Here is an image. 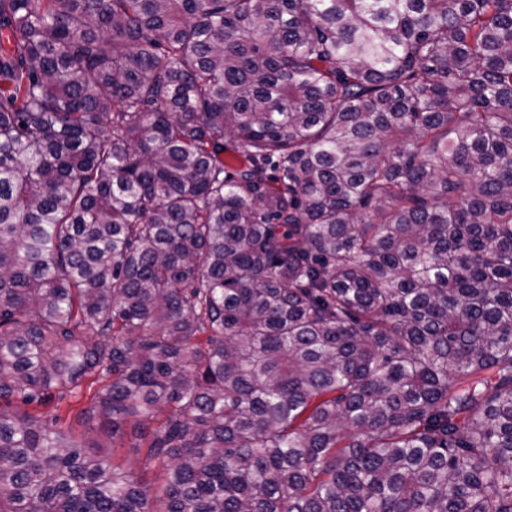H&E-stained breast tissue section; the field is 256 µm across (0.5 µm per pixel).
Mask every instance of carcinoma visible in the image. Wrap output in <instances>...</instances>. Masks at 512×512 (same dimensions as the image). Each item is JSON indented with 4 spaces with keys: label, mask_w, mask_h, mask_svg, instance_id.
Returning a JSON list of instances; mask_svg holds the SVG:
<instances>
[{
    "label": "carcinoma",
    "mask_w": 512,
    "mask_h": 512,
    "mask_svg": "<svg viewBox=\"0 0 512 512\" xmlns=\"http://www.w3.org/2000/svg\"><path fill=\"white\" fill-rule=\"evenodd\" d=\"M12 398L0 512H512V0H0ZM69 401V403H67ZM57 406V399L40 409L51 417V415L59 414V425L64 428H70L80 438L83 439L84 444L91 454H95L100 458L109 459L115 463L124 465L126 468H132L133 472H138L141 463V455L144 454L143 448H129L134 441L132 433V425H127L124 428L123 443L116 444V446H124V448H112V436L99 425V421L95 418H90L83 411L89 407V398L79 396L78 398L67 397L61 404Z\"/></svg>",
    "instance_id": "obj_1"
}]
</instances>
